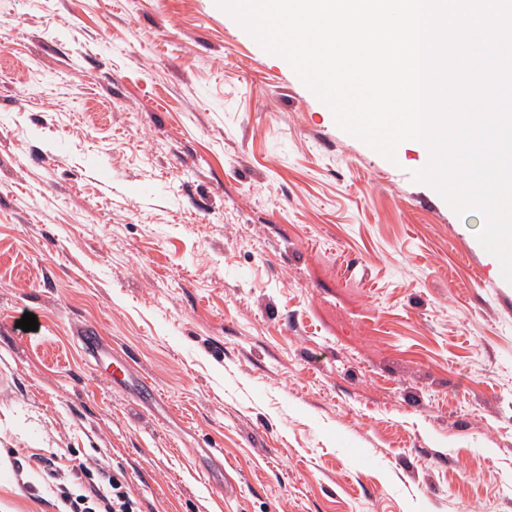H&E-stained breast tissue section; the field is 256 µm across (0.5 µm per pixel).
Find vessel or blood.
I'll return each mask as SVG.
<instances>
[{"label":"vessel or blood","instance_id":"vessel-or-blood-1","mask_svg":"<svg viewBox=\"0 0 512 512\" xmlns=\"http://www.w3.org/2000/svg\"><path fill=\"white\" fill-rule=\"evenodd\" d=\"M82 351L94 360L111 357L113 370L110 382L113 388L128 392L142 408L150 407L159 399L158 389L147 378L138 374L134 365L123 355L114 353L110 343L92 329H81L77 336Z\"/></svg>","mask_w":512,"mask_h":512}]
</instances>
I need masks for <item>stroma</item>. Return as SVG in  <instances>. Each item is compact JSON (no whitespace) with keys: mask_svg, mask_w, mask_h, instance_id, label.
I'll list each match as a JSON object with an SVG mask.
<instances>
[{"mask_svg":"<svg viewBox=\"0 0 512 512\" xmlns=\"http://www.w3.org/2000/svg\"><path fill=\"white\" fill-rule=\"evenodd\" d=\"M426 164L217 0H0V512H58L39 456L143 512H512V283ZM80 348L99 364L100 360L112 356L113 370L109 376L112 389L128 392L135 403L141 408H149L160 399L158 389L148 379L135 370L128 358L112 350V346L104 336L92 329L83 328L77 336Z\"/></svg>","mask_w":512,"mask_h":512,"instance_id":"obj_1","label":"stroma"}]
</instances>
